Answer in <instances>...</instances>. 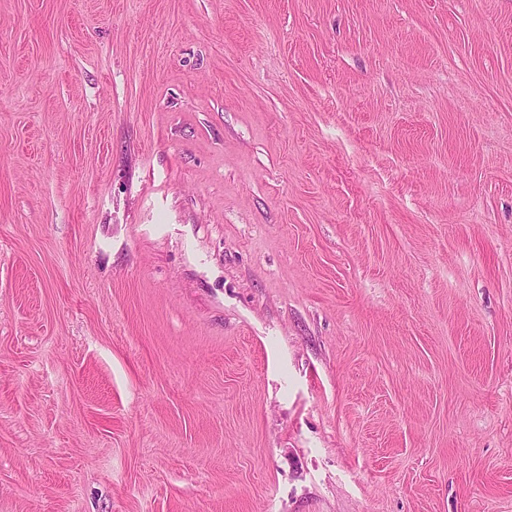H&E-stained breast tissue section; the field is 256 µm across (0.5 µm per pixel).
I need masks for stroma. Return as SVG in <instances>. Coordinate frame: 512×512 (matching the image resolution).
Instances as JSON below:
<instances>
[{"mask_svg":"<svg viewBox=\"0 0 512 512\" xmlns=\"http://www.w3.org/2000/svg\"><path fill=\"white\" fill-rule=\"evenodd\" d=\"M0 512H512V0H0Z\"/></svg>","mask_w":512,"mask_h":512,"instance_id":"35a3bbf8","label":"stroma"}]
</instances>
